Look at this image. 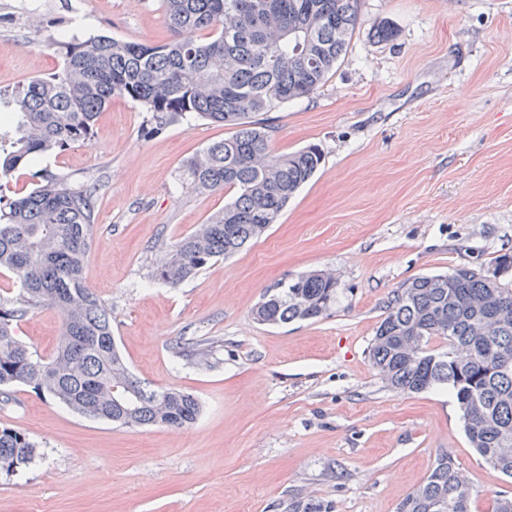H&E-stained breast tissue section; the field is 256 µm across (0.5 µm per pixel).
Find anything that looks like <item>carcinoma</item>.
I'll return each mask as SVG.
<instances>
[{"label":"carcinoma","mask_w":512,"mask_h":512,"mask_svg":"<svg viewBox=\"0 0 512 512\" xmlns=\"http://www.w3.org/2000/svg\"><path fill=\"white\" fill-rule=\"evenodd\" d=\"M359 0H163L165 42L145 45L97 36L61 42L62 65L15 85L0 100L16 106L0 117V180L42 155L91 141L99 113L114 97L141 104L154 129L188 117L222 123L230 135L186 164L194 190L228 189L231 202L175 242L154 277L172 287L230 256L277 223L289 200L323 161L318 146L278 154L271 129L255 119L314 94L345 59ZM96 192L43 175L38 186L0 195V271L18 284L0 296V396L29 386L88 418L138 428L193 424L200 403L176 388L135 377L112 336V314L83 281L93 241ZM336 278L300 274L266 292L255 311L269 324L315 321L336 301ZM39 309L62 317L52 355L32 353L16 337L18 322ZM439 337L448 349L427 348ZM373 368L400 393L446 387L468 442L512 478V254L488 268L456 266L417 276L395 289L369 350ZM130 386L112 400V387ZM36 445L0 427V472L31 463ZM473 487L443 457L398 512H472Z\"/></svg>","instance_id":"obj_1"}]
</instances>
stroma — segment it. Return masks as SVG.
<instances>
[{"mask_svg": "<svg viewBox=\"0 0 512 512\" xmlns=\"http://www.w3.org/2000/svg\"><path fill=\"white\" fill-rule=\"evenodd\" d=\"M382 20L396 40L373 38ZM65 34L154 43L167 14L162 0H0V90L55 72ZM149 119L113 98L91 144L45 154L11 185L95 184L85 281L131 372L193 393L201 414L122 428L14 387L0 426L39 455L0 475V512H397L444 454L469 477L473 512L512 498L447 389L396 392L369 358L402 283L512 254V0H361L325 85L260 116L275 152L318 146V173L264 236L175 287L153 277L162 247L230 199L192 190L186 163L229 130L188 119L153 133ZM310 271L337 280L328 315L254 319L266 289ZM60 333L54 310L16 331L44 357Z\"/></svg>", "mask_w": 512, "mask_h": 512, "instance_id": "1", "label": "stroma"}]
</instances>
